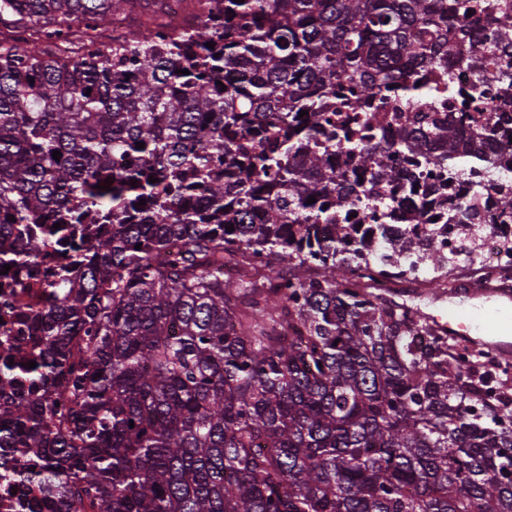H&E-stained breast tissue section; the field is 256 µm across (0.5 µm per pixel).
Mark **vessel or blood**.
<instances>
[{
    "label": "vessel or blood",
    "instance_id": "vessel-or-blood-1",
    "mask_svg": "<svg viewBox=\"0 0 512 512\" xmlns=\"http://www.w3.org/2000/svg\"><path fill=\"white\" fill-rule=\"evenodd\" d=\"M468 300L449 301L443 328L450 335L512 351V292L470 286Z\"/></svg>",
    "mask_w": 512,
    "mask_h": 512
}]
</instances>
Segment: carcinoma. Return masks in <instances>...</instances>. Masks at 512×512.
<instances>
[{
	"label": "carcinoma",
	"mask_w": 512,
	"mask_h": 512,
	"mask_svg": "<svg viewBox=\"0 0 512 512\" xmlns=\"http://www.w3.org/2000/svg\"><path fill=\"white\" fill-rule=\"evenodd\" d=\"M144 2L0 0V225L111 220L31 314L37 366L0 362V482L39 491L17 512H512V374L378 287H451L460 262L422 224L444 176L512 169L464 131L504 135L469 111L512 4L199 0L176 30ZM457 56L475 79L446 118L453 86L417 73ZM366 95L418 126L336 124ZM486 197L511 217L512 179L474 189L467 240Z\"/></svg>",
	"instance_id": "cac0c4a2"
}]
</instances>
